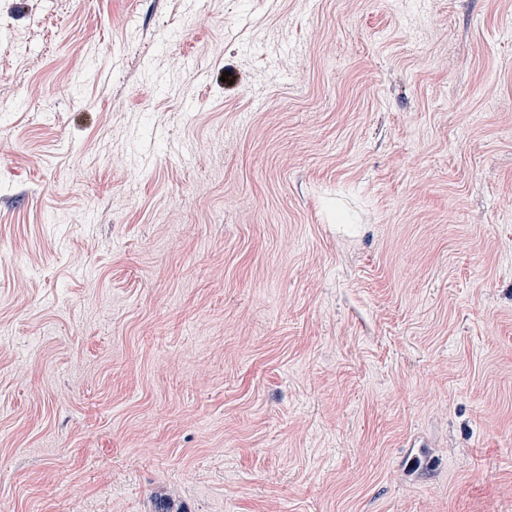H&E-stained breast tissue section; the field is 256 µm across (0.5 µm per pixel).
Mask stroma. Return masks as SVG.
<instances>
[{
  "instance_id": "1",
  "label": "stroma",
  "mask_w": 512,
  "mask_h": 512,
  "mask_svg": "<svg viewBox=\"0 0 512 512\" xmlns=\"http://www.w3.org/2000/svg\"><path fill=\"white\" fill-rule=\"evenodd\" d=\"M0 512H512V0H0Z\"/></svg>"
}]
</instances>
